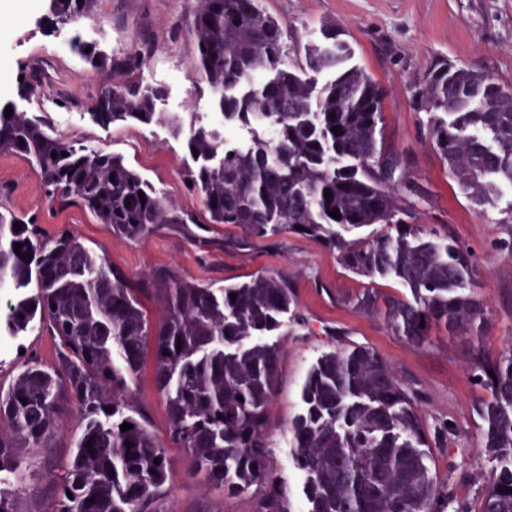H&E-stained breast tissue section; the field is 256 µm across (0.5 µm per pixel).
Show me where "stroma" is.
I'll use <instances>...</instances> for the list:
<instances>
[{"instance_id":"1","label":"stroma","mask_w":512,"mask_h":512,"mask_svg":"<svg viewBox=\"0 0 512 512\" xmlns=\"http://www.w3.org/2000/svg\"><path fill=\"white\" fill-rule=\"evenodd\" d=\"M195 0H98L97 18L75 30L51 28L48 0H0V70L9 74L0 86V104L32 113L63 140L89 149L122 155L125 161L176 207L201 213V200L184 180L194 161L185 136L216 110L213 95L194 66L197 50L189 35L171 40L175 20L189 21ZM263 8L285 22L298 59L322 40L320 26L336 20L353 51V60L384 92L381 126L387 145L407 154L412 171L428 196L417 206V221L448 228L468 249L477 265V292L486 306L481 334L469 336L432 329L420 347L409 344L388 326L382 310L358 309L356 300L373 291L377 301L405 293L391 280L371 281L342 267L337 254L318 240L285 233L244 240L240 228L203 224L187 231L165 224L136 240L113 233L86 210L51 207L43 181L23 156L0 152V207L36 217L48 233L68 229L91 250L129 277L168 266L186 281L219 286L261 274L287 277L294 288L303 324L287 320L274 338L281 351L280 381L270 412L268 465L281 486L289 512L306 503L302 472L290 448V430L304 408L303 384L317 358L333 349L326 328L343 334L345 344L366 345L390 363L412 388L427 427L448 426V445L433 451L432 468L445 486V512H480L490 464L478 450L479 420L475 403L486 392L470 367L469 354L479 351L496 361L512 346V233L497 223L499 210L512 207V195L495 196L492 205H474L433 148L425 113L412 101L413 85L438 58L482 71L512 86V0H261ZM155 37V48L141 72L144 84L160 87L159 111L179 116L183 137L167 127L117 124L102 129L89 112L102 87L104 72L92 71L72 53L81 40L115 56L131 50L141 33ZM37 71L39 93L20 96V74ZM57 344L45 331L0 339V382L9 383L25 360L51 366ZM136 404L149 418L158 439L168 438L167 400L153 381V365L138 373ZM82 424L70 416L61 425L48 453L19 449L21 468L31 491L14 496L16 512H48L50 486L62 474ZM173 461L161 512H256L259 487L219 496L192 476L194 459L168 445Z\"/></svg>"}]
</instances>
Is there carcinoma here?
Masks as SVG:
<instances>
[{"instance_id": "carcinoma-1", "label": "carcinoma", "mask_w": 512, "mask_h": 512, "mask_svg": "<svg viewBox=\"0 0 512 512\" xmlns=\"http://www.w3.org/2000/svg\"><path fill=\"white\" fill-rule=\"evenodd\" d=\"M97 2L50 0L48 19L56 28L93 18ZM189 31L224 127L248 132L228 139L200 126L190 134L188 148L198 156L184 180L200 195L201 218L168 203L121 156L71 145L24 112L7 117L0 107V151L30 160L59 209L82 207L130 240L188 222L233 224L252 238H314L337 251L346 271L392 278L409 291L386 300L384 311L408 342L425 344L433 325L481 332L485 307L473 289L474 259L448 232L415 223L416 201L428 191L408 159L384 147L382 89L351 63L336 21H324L323 43L307 53L308 70L331 75L317 100L291 58L288 25L260 0H197ZM153 48L147 32L119 57L77 47L86 66L112 76L90 112L99 127L160 124L182 132L179 117L156 110L162 88L139 80ZM412 97L466 197L486 203L512 187L511 86L438 58ZM266 125L275 139L266 137ZM333 209L341 218L329 215ZM372 224L386 231L358 242L344 237ZM1 282L27 292L7 303L0 323L12 337L46 329L58 342V368L28 361L0 386V476L23 482L18 449L51 447L60 421L75 412L83 432L54 483L53 512H158L171 460L145 414L129 406L150 351L155 383L168 400L169 441L194 457L193 476L223 494L260 486L258 512H287L268 468L280 353L263 341L280 331L294 305L286 279L205 287L168 267L130 279L74 232L49 236L34 220L2 209ZM149 299L164 312L152 329L143 310ZM471 361L488 392L477 405L480 450L497 461L481 512H512V493L504 492L512 487V348L495 362L478 352ZM302 399L291 446L306 473L307 512H440L426 426L379 353L357 345L322 354ZM124 423L133 428L121 431Z\"/></svg>"}]
</instances>
